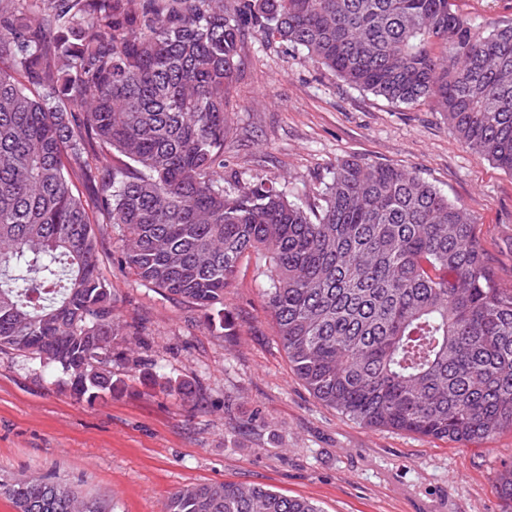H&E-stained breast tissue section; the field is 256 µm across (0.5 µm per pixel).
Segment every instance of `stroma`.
<instances>
[{"label":"stroma","instance_id":"stroma-1","mask_svg":"<svg viewBox=\"0 0 512 512\" xmlns=\"http://www.w3.org/2000/svg\"><path fill=\"white\" fill-rule=\"evenodd\" d=\"M455 8L484 30L512 22V0ZM241 58L228 105L229 172L299 192L349 157L415 172L468 209L497 277L512 285V174L473 155L434 103H391L250 36ZM100 251L118 313L139 327L114 374L161 371L198 396L133 382L90 402L39 360L0 352V512H18L8 490L24 476L69 486L108 512H166L178 489L224 482L261 485L321 512H505L495 476L512 465V431L456 443L366 428L295 376L252 264L225 294L234 326L222 330L138 280L121 262L117 228H103Z\"/></svg>","mask_w":512,"mask_h":512}]
</instances>
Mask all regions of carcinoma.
I'll return each mask as SVG.
<instances>
[{"label":"carcinoma","mask_w":512,"mask_h":512,"mask_svg":"<svg viewBox=\"0 0 512 512\" xmlns=\"http://www.w3.org/2000/svg\"><path fill=\"white\" fill-rule=\"evenodd\" d=\"M249 34L392 103L433 99L471 153L512 173V24L485 35L452 0H0V351L38 356L90 401L124 384L112 355L137 331L100 274L110 224L138 279L222 323L262 253L255 280L295 375L360 425L454 442L512 431V286L466 208L357 158L304 199L224 178ZM497 485L512 512V467ZM9 496L19 512L98 505L34 476ZM166 512L321 510L224 482L176 491Z\"/></svg>","instance_id":"1"}]
</instances>
